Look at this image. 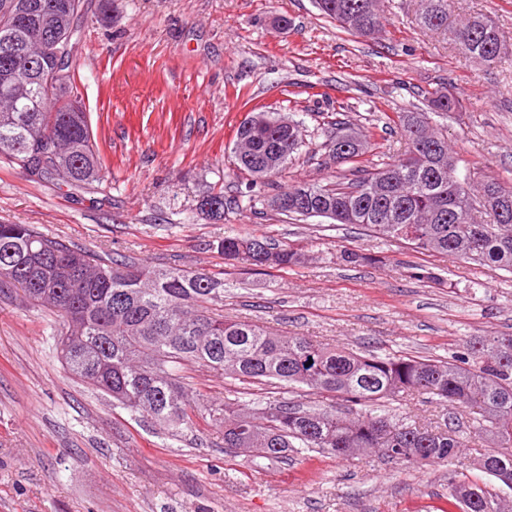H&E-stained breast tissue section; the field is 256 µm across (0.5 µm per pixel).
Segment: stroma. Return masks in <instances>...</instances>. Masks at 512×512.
Listing matches in <instances>:
<instances>
[{"instance_id": "35a3bbf8", "label": "stroma", "mask_w": 512, "mask_h": 512, "mask_svg": "<svg viewBox=\"0 0 512 512\" xmlns=\"http://www.w3.org/2000/svg\"><path fill=\"white\" fill-rule=\"evenodd\" d=\"M84 3L77 92L109 198L0 163V220L158 268L223 272L218 311L278 336L444 358L469 337L512 334V274L240 200L246 188L260 200L334 181L325 141L339 121L366 132L367 162L404 152L398 113L425 111L440 86L462 102L443 123L460 174L512 186V55L476 66L445 32L417 26L418 0H383L389 23L374 40L344 32L314 0H114L104 23L99 0ZM476 14L512 37V0H454L451 18ZM278 15L288 27L274 25ZM261 107L302 122L305 136L272 184L251 188L233 174L231 149ZM219 179L232 206L216 224L194 207ZM228 233L299 244L307 257L285 270L233 267L212 246ZM345 250L378 261L349 264ZM417 267L435 279L416 280ZM53 319L18 290H0V512H448L449 474L480 475L471 448L420 468L322 450L258 462L226 452L223 428L205 414L170 439L68 373ZM181 376L217 403L280 396L197 365ZM387 410L474 432L470 415L447 406L398 399Z\"/></svg>"}]
</instances>
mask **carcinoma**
<instances>
[{"label": "carcinoma", "mask_w": 512, "mask_h": 512, "mask_svg": "<svg viewBox=\"0 0 512 512\" xmlns=\"http://www.w3.org/2000/svg\"><path fill=\"white\" fill-rule=\"evenodd\" d=\"M16 0H0V162L45 182L75 190L102 191V163L92 141L88 115L76 90L83 0H35V16H16ZM319 11L350 34L374 39L388 22L379 0H315ZM449 0H420L418 25L445 31L476 65L492 68L512 54V38L488 15L448 25ZM49 34L54 49L41 56L49 81L25 76L4 52L9 37L36 54ZM429 113L446 115L460 101L440 89L427 97ZM239 125L233 150L237 173L269 180L281 173L303 143V126L279 125V114L253 113ZM398 122L409 151L372 167L358 158L367 136L353 124L329 137V159L350 163L349 174L325 185L299 183L263 200L287 217L298 210L274 206L300 200L332 209L339 224H351L432 254H450L512 273V208L498 213L492 199L512 203V187L486 181L471 192L461 180L457 158L440 129L420 112ZM354 138L361 148L343 157L336 140ZM274 159L258 169L261 159ZM224 189L198 196L195 211L224 219ZM228 261L286 269L305 254L265 237L226 235L212 244ZM0 288H17L34 308L59 317L51 326L60 357L81 381L112 397L133 415L151 420L171 438L193 425L201 410L181 381L187 363L246 383L269 382L366 408L350 418L336 406L305 408L283 397L258 408L252 401L211 405L207 414L224 427V447L274 461L313 449L338 457L372 451L401 464L446 462L466 447L451 428L432 429L376 414L382 399L424 396L474 415L493 449L481 454L479 483L448 475L457 512H504L512 497V335L474 336L448 359L355 352L307 336H274L245 320H226L212 306L224 298V274L170 266L152 268L103 251L78 248L42 233L32 224L0 222ZM312 365H307V362Z\"/></svg>", "instance_id": "cac0c4a2"}]
</instances>
